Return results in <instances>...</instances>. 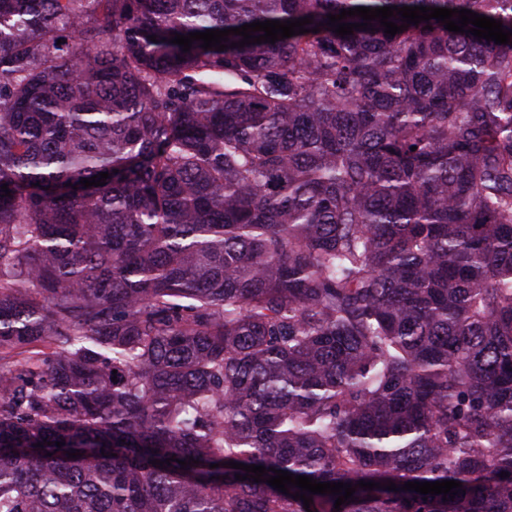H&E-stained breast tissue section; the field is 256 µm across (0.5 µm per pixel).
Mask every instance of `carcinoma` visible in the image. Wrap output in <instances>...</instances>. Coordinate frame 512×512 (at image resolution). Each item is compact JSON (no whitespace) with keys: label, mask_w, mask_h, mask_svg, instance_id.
Listing matches in <instances>:
<instances>
[{"label":"carcinoma","mask_w":512,"mask_h":512,"mask_svg":"<svg viewBox=\"0 0 512 512\" xmlns=\"http://www.w3.org/2000/svg\"><path fill=\"white\" fill-rule=\"evenodd\" d=\"M384 6L512 32L0 0V512H512V41Z\"/></svg>","instance_id":"1"}]
</instances>
